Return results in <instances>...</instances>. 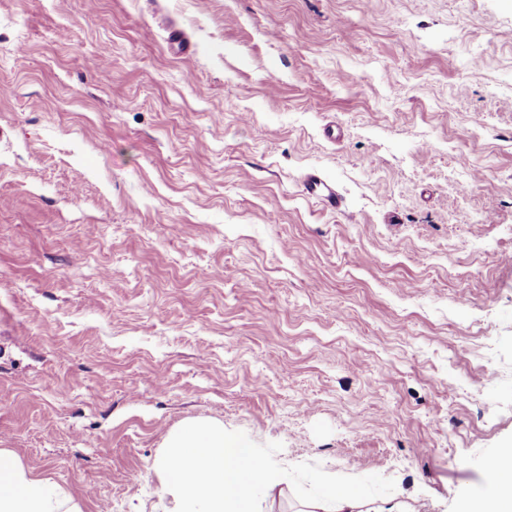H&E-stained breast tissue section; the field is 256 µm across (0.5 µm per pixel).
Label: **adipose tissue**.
<instances>
[{"instance_id": "ef3b65f1", "label": "adipose tissue", "mask_w": 512, "mask_h": 512, "mask_svg": "<svg viewBox=\"0 0 512 512\" xmlns=\"http://www.w3.org/2000/svg\"><path fill=\"white\" fill-rule=\"evenodd\" d=\"M497 476L490 497L462 501L461 512H512V449L493 458ZM0 512H81L77 503L26 470L14 452L0 448Z\"/></svg>"}]
</instances>
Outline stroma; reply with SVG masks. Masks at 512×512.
Here are the masks:
<instances>
[{
  "label": "stroma",
  "mask_w": 512,
  "mask_h": 512,
  "mask_svg": "<svg viewBox=\"0 0 512 512\" xmlns=\"http://www.w3.org/2000/svg\"><path fill=\"white\" fill-rule=\"evenodd\" d=\"M202 420L412 512L490 494L512 0H0V448L173 512ZM304 190L317 197L326 207L336 209L339 197L336 188L318 175H310L304 182Z\"/></svg>",
  "instance_id": "1"
}]
</instances>
